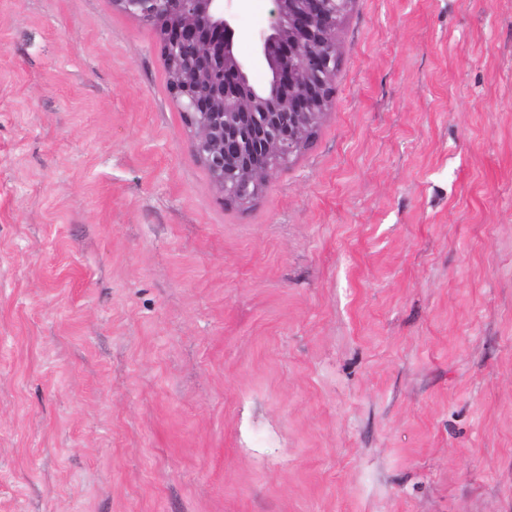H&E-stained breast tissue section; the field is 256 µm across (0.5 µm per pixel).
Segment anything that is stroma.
<instances>
[{
	"label": "stroma",
	"mask_w": 512,
	"mask_h": 512,
	"mask_svg": "<svg viewBox=\"0 0 512 512\" xmlns=\"http://www.w3.org/2000/svg\"><path fill=\"white\" fill-rule=\"evenodd\" d=\"M234 53L273 0H231ZM228 205L152 27L0 0V512H512V0H353Z\"/></svg>",
	"instance_id": "1"
}]
</instances>
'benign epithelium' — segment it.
I'll return each mask as SVG.
<instances>
[{
    "instance_id": "7a95c632",
    "label": "benign epithelium",
    "mask_w": 512,
    "mask_h": 512,
    "mask_svg": "<svg viewBox=\"0 0 512 512\" xmlns=\"http://www.w3.org/2000/svg\"><path fill=\"white\" fill-rule=\"evenodd\" d=\"M152 26L170 91L194 133L193 151L227 204H245L300 153L331 102L338 57L337 0H275V21L255 40L271 87L249 84L233 52L235 15L224 0H113Z\"/></svg>"
}]
</instances>
